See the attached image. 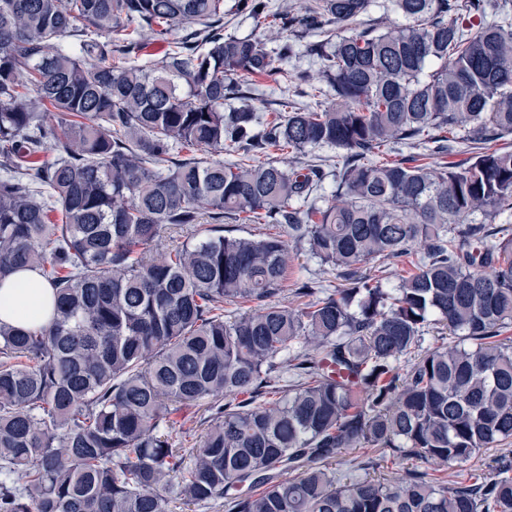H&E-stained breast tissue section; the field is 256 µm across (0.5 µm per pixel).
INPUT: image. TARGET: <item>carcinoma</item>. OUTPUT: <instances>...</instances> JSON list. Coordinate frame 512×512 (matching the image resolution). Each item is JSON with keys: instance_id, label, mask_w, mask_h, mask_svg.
I'll use <instances>...</instances> for the list:
<instances>
[{"instance_id": "cac0c4a2", "label": "carcinoma", "mask_w": 512, "mask_h": 512, "mask_svg": "<svg viewBox=\"0 0 512 512\" xmlns=\"http://www.w3.org/2000/svg\"><path fill=\"white\" fill-rule=\"evenodd\" d=\"M238 2L293 38L271 52L224 32V0H0V281L29 267L56 294L49 327L0 322V512H512L506 457L451 487L367 473L375 449L457 466L512 437V234L490 226L512 211V149L497 146L512 135V0H392L405 23L339 40L370 0ZM188 24L159 63L127 60L130 26L168 42ZM301 52L321 59L319 83L288 69ZM263 78L334 101L263 120L247 96ZM48 142L55 157L35 160ZM463 143L460 163L367 161ZM325 146L343 157L319 206L322 166L274 154ZM226 220L289 239L162 244ZM292 242L349 287L278 303ZM376 258L414 271L387 288L358 271ZM226 302L251 307L226 318ZM432 315L461 342L422 349ZM203 401L197 446L172 447L170 405ZM344 449L365 475L327 466Z\"/></svg>"}]
</instances>
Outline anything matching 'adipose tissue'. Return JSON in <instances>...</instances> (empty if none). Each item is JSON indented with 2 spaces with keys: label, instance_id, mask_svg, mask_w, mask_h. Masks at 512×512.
I'll return each mask as SVG.
<instances>
[{
  "label": "adipose tissue",
  "instance_id": "ef3b65f1",
  "mask_svg": "<svg viewBox=\"0 0 512 512\" xmlns=\"http://www.w3.org/2000/svg\"><path fill=\"white\" fill-rule=\"evenodd\" d=\"M54 291L37 271L26 268L0 281V322L21 327L48 326Z\"/></svg>",
  "mask_w": 512,
  "mask_h": 512
}]
</instances>
